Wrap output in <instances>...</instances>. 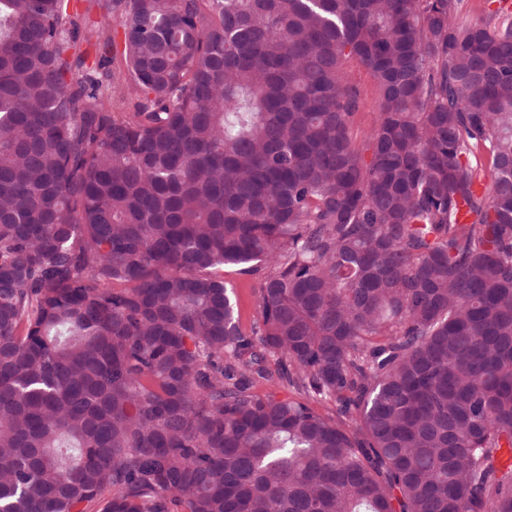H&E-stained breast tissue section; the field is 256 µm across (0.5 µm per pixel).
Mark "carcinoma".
I'll return each mask as SVG.
<instances>
[{
	"label": "carcinoma",
	"mask_w": 512,
	"mask_h": 512,
	"mask_svg": "<svg viewBox=\"0 0 512 512\" xmlns=\"http://www.w3.org/2000/svg\"><path fill=\"white\" fill-rule=\"evenodd\" d=\"M461 2L104 0L114 71L0 0V512H512V12ZM491 1L494 0H463L457 15V22L465 25L482 19L488 8L495 9L499 4V2L492 3ZM346 79L359 95L360 107L352 118L351 134L358 143H362L376 121L377 86L371 72L355 62L346 66ZM244 266H225L224 281L232 288V295L243 333L251 334V329L259 316L258 288L255 277L243 272Z\"/></svg>",
	"instance_id": "carcinoma-1"
}]
</instances>
